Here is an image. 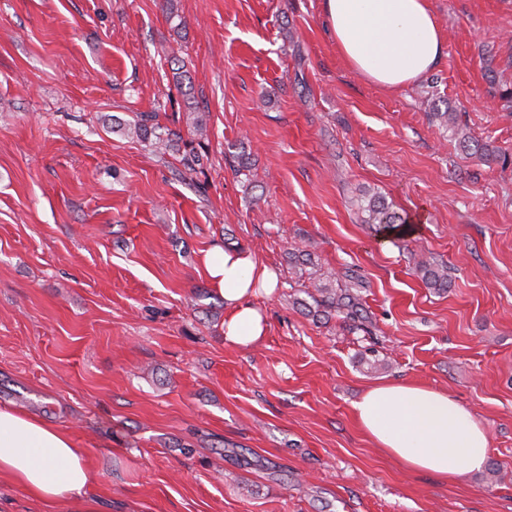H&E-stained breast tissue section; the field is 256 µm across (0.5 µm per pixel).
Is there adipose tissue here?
<instances>
[{"label":"adipose tissue","instance_id":"obj_1","mask_svg":"<svg viewBox=\"0 0 512 512\" xmlns=\"http://www.w3.org/2000/svg\"><path fill=\"white\" fill-rule=\"evenodd\" d=\"M336 50L345 64L384 89H398L436 68L445 43L430 0H324ZM203 266L224 299L226 342L249 348L266 334L253 306L272 294L274 273L252 253L214 246ZM370 440L407 469L448 481L480 469L489 436L474 414L446 392L411 383L369 388L353 405ZM96 471L71 435L37 416L0 407V480L48 507L67 499L75 512H101Z\"/></svg>","mask_w":512,"mask_h":512}]
</instances>
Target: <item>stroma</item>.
I'll return each mask as SVG.
<instances>
[{
    "instance_id": "35a3bbf8",
    "label": "stroma",
    "mask_w": 512,
    "mask_h": 512,
    "mask_svg": "<svg viewBox=\"0 0 512 512\" xmlns=\"http://www.w3.org/2000/svg\"><path fill=\"white\" fill-rule=\"evenodd\" d=\"M431 4L446 55L390 91L322 0H0V406L68 431L107 512H512V0ZM190 110L192 171L128 129ZM365 193L413 234L361 223ZM217 244L278 276L253 347L224 340ZM313 268L360 280L364 325L308 312ZM388 382L469 408L485 465L444 482L375 448L352 405Z\"/></svg>"
}]
</instances>
